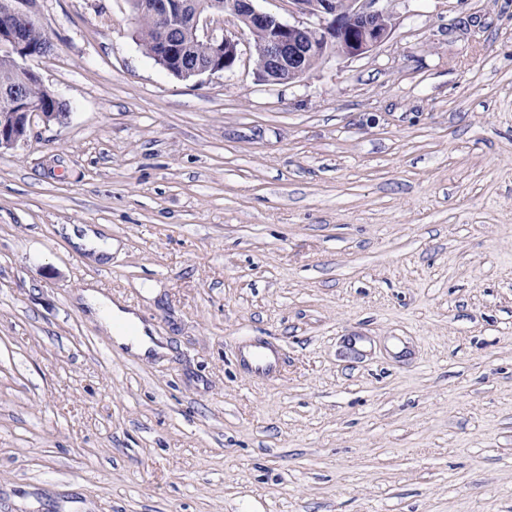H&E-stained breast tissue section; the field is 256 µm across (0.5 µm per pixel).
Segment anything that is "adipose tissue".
Instances as JSON below:
<instances>
[{
  "instance_id": "1",
  "label": "adipose tissue",
  "mask_w": 512,
  "mask_h": 512,
  "mask_svg": "<svg viewBox=\"0 0 512 512\" xmlns=\"http://www.w3.org/2000/svg\"><path fill=\"white\" fill-rule=\"evenodd\" d=\"M80 303L87 308L90 317L104 334L113 339L116 347L128 348L129 352L143 358L164 354L165 348L151 336L150 326L144 324L122 302L89 288L82 292Z\"/></svg>"
}]
</instances>
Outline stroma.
Here are the masks:
<instances>
[{
	"label": "stroma",
	"instance_id": "1",
	"mask_svg": "<svg viewBox=\"0 0 512 512\" xmlns=\"http://www.w3.org/2000/svg\"><path fill=\"white\" fill-rule=\"evenodd\" d=\"M387 7L271 83L249 34L183 80L127 0H35L70 114L0 153V512H512V0ZM83 232L79 233L75 227L68 226L66 233L72 238L74 244L86 251H94L96 255H109L112 253V239L107 236V232L103 229H89L82 226ZM100 231L103 236L97 234ZM80 304L85 306L90 317L100 329L114 340L117 348L127 347L128 351L146 358L164 354L166 348L150 336L151 327L144 324L120 301L104 295L96 289L88 288L81 292ZM242 363L255 378H265L281 368V358L273 346L266 342L244 341L239 347Z\"/></svg>",
	"mask_w": 512,
	"mask_h": 512
}]
</instances>
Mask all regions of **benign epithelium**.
Masks as SVG:
<instances>
[{
	"label": "benign epithelium",
	"instance_id": "benign-epithelium-1",
	"mask_svg": "<svg viewBox=\"0 0 512 512\" xmlns=\"http://www.w3.org/2000/svg\"><path fill=\"white\" fill-rule=\"evenodd\" d=\"M256 0H140L143 11L159 14L166 20L156 61L167 71L191 78L230 71L239 57V40L224 32L217 22L226 12L233 14L262 39L254 45L260 60L258 74L267 81H295L309 71V60L322 59L330 47L349 57L363 55L390 33L392 16L377 7L381 0H293L300 13L316 18L309 24H291L255 5ZM31 0H0L3 17L36 15L29 9ZM204 40L210 55L200 60L189 50L188 41ZM46 47L28 44L23 33L0 26V58L15 67L31 71L27 61L46 56ZM58 123V113L42 101L16 91L7 97L6 111L0 113V151L13 149L25 141L34 118Z\"/></svg>",
	"mask_w": 512,
	"mask_h": 512
}]
</instances>
